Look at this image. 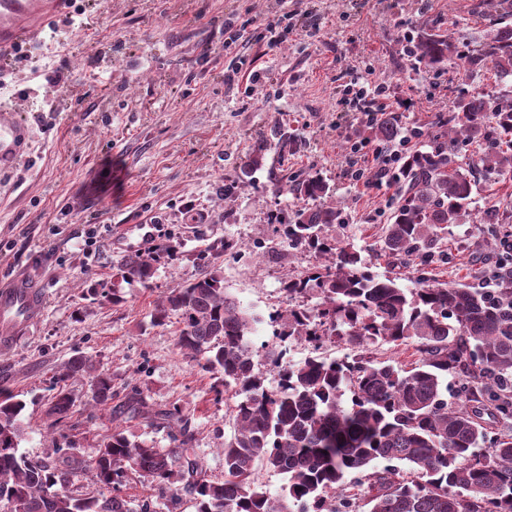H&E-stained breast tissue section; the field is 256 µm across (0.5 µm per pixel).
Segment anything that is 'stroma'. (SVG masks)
Segmentation results:
<instances>
[{
  "label": "stroma",
  "instance_id": "stroma-1",
  "mask_svg": "<svg viewBox=\"0 0 512 512\" xmlns=\"http://www.w3.org/2000/svg\"><path fill=\"white\" fill-rule=\"evenodd\" d=\"M477 0H91L86 15L59 28L45 23L39 46L13 61V95L31 125L24 162L0 173V281L35 269L44 288L38 325L0 353V387L24 402L19 451L48 458L55 445L88 451L120 429L165 450V430L141 419L113 424L91 407L86 380L69 389L91 421L55 429L47 415L53 377L76 354L100 361L117 393L138 388L156 408L179 405L194 427L208 474L224 475L218 429L229 420L214 376L194 367L176 345L175 325L151 313L169 288L197 277L199 253L219 239L236 243L221 258L228 293L259 314L264 341L283 311L282 284L316 259L282 244L276 214L300 207L286 180L319 173L333 189L342 221L329 236L351 242L379 276L410 286L411 269L391 266L379 246L400 187L368 188L346 174L353 143L378 142L343 96L347 82L386 84L401 134L428 130L448 101L472 90L505 92L512 83L487 68L459 77L426 69L407 53L421 23L455 27L465 43L482 35ZM277 46H269L268 25ZM69 76L45 97L44 75ZM293 149L281 153L279 139ZM261 169L244 174L256 143ZM512 213V174L488 173L467 223L449 226L431 278L480 285L496 258L486 244L496 227L489 207ZM156 243L180 242L181 255L157 266L149 283L122 286V303L87 295L111 283L112 265L144 249L136 225Z\"/></svg>",
  "mask_w": 512,
  "mask_h": 512
}]
</instances>
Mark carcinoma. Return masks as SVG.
I'll return each mask as SVG.
<instances>
[{"instance_id": "obj_1", "label": "carcinoma", "mask_w": 512, "mask_h": 512, "mask_svg": "<svg viewBox=\"0 0 512 512\" xmlns=\"http://www.w3.org/2000/svg\"><path fill=\"white\" fill-rule=\"evenodd\" d=\"M477 10L487 21L484 41L464 51L425 22L409 53L429 68L448 64L468 74L490 64L512 77V0H480ZM397 130V119L387 116L375 135L388 142ZM476 138L489 149L466 161L458 144ZM482 169L512 172V97L475 90L451 101L427 148L407 155L399 171L403 190L382 250L404 266L419 260L412 288L373 274L353 245L325 234L339 223L336 208L320 204L278 218L284 238L317 259L305 277L284 285L288 307L270 316L280 322L277 338L307 346L298 362L273 343L255 345L251 334L261 319L227 293L214 263L156 304L152 323L176 319L179 349L224 387L234 422L222 442L224 479L207 477L181 408L154 409L136 388L113 404L112 419L166 428L169 451L115 431L85 455L57 446L53 457L29 460L19 453L25 404L0 389V512H153L149 499L133 508L122 495L131 471L169 493L172 508L186 496L195 512H359L361 500L364 512H512V272L502 271L489 288L424 273L439 256V231L471 216ZM289 191L312 201L331 194L317 174L292 182ZM180 254L181 243L169 241L124 255L112 265V287L95 284L86 292L119 304L121 283L146 281ZM311 292L316 304L298 302ZM332 343L351 353L328 356ZM385 344L414 345L416 361L378 360ZM271 371L278 377L273 388ZM454 374L468 383L450 400ZM77 378L87 380L95 404H112V377L77 354L58 373L48 408L53 423L80 424L67 387ZM260 467L284 476L280 498L260 489ZM79 469L91 473L96 492L71 488L69 475Z\"/></svg>"}]
</instances>
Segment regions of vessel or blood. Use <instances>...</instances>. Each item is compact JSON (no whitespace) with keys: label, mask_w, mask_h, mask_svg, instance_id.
<instances>
[{"label":"vessel or blood","mask_w":512,"mask_h":512,"mask_svg":"<svg viewBox=\"0 0 512 512\" xmlns=\"http://www.w3.org/2000/svg\"><path fill=\"white\" fill-rule=\"evenodd\" d=\"M71 0H0V58L38 37L43 19L70 21ZM30 127L12 97L0 98V170L16 167L27 154ZM44 298L40 286L21 272L0 282V350L13 344L37 322V307Z\"/></svg>","instance_id":"1"}]
</instances>
